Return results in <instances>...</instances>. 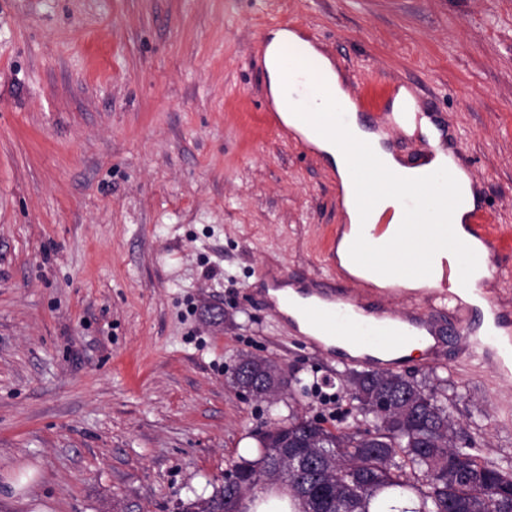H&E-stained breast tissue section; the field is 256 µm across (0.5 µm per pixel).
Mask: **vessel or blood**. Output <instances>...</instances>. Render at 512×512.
<instances>
[{
	"label": "vessel or blood",
	"instance_id": "obj_1",
	"mask_svg": "<svg viewBox=\"0 0 512 512\" xmlns=\"http://www.w3.org/2000/svg\"><path fill=\"white\" fill-rule=\"evenodd\" d=\"M279 66L286 75L283 94L295 108L300 121L320 119L329 126L332 137L350 154L366 162L372 175V195L356 194L357 206H365L368 198L394 196L407 216L427 215L431 222L419 229L417 235L398 238L389 233L384 224L357 225L351 241L353 250L347 251L348 260L360 263L377 260L378 272L389 282L382 289V300L402 294V278L418 273L437 280L439 284L432 296L434 305L457 312L456 290L464 284L468 273L485 269L490 281H497L500 271L494 258L502 249L500 241L489 230L488 212L481 207L468 214L466 226L468 240L457 241L448 252H440L438 242L447 240L450 233L447 216L439 207H428L426 196L438 191L439 178L427 182H405L388 169L379 159L372 143L357 141L350 127L340 119L339 108L332 88L325 83L314 64L293 58L287 51H280ZM350 99L357 109L369 111L375 132L391 138L402 124L415 118L410 101H402L398 113L378 108L376 101L364 93H351ZM306 302L292 303L288 299L266 297L265 304L272 316L284 326L295 327L304 321L312 330L313 345L321 350L335 349L342 344L349 348H363L366 363L392 369L394 361L389 353L427 343L436 330L424 315L408 312L396 313L379 304L358 302L353 285L320 276L307 279ZM462 330L473 354L487 361L493 371H500L505 360L512 358V346L506 345L500 334L478 331L470 327L466 319H459Z\"/></svg>",
	"mask_w": 512,
	"mask_h": 512
}]
</instances>
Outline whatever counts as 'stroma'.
Masks as SVG:
<instances>
[{
  "instance_id": "35a3bbf8",
  "label": "stroma",
  "mask_w": 512,
  "mask_h": 512,
  "mask_svg": "<svg viewBox=\"0 0 512 512\" xmlns=\"http://www.w3.org/2000/svg\"><path fill=\"white\" fill-rule=\"evenodd\" d=\"M286 22L344 90L420 87L394 152L417 160L421 119L446 129L512 237V0H0V512H177L261 428L348 409L363 364L258 291L279 267L346 276L331 163L266 120L261 56ZM440 343L400 374L512 467V382L457 329ZM245 354L297 385L243 398Z\"/></svg>"
}]
</instances>
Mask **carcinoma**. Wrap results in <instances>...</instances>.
<instances>
[{
  "instance_id": "1",
  "label": "carcinoma",
  "mask_w": 512,
  "mask_h": 512,
  "mask_svg": "<svg viewBox=\"0 0 512 512\" xmlns=\"http://www.w3.org/2000/svg\"><path fill=\"white\" fill-rule=\"evenodd\" d=\"M246 368L235 367L232 385L253 388L256 398L273 400L289 381L275 361L244 355ZM355 425L338 428L320 419L293 415L257 433L256 458L238 457L232 465L241 481L268 472V448L296 440L323 468L287 471L276 484V497L288 495L296 512H369L370 503L393 490L419 500L414 512H512V473L471 453L458 443L448 406L414 381L389 370L355 372L347 380ZM389 398L381 413L376 402ZM246 488H216L204 499L209 512H225Z\"/></svg>"
}]
</instances>
